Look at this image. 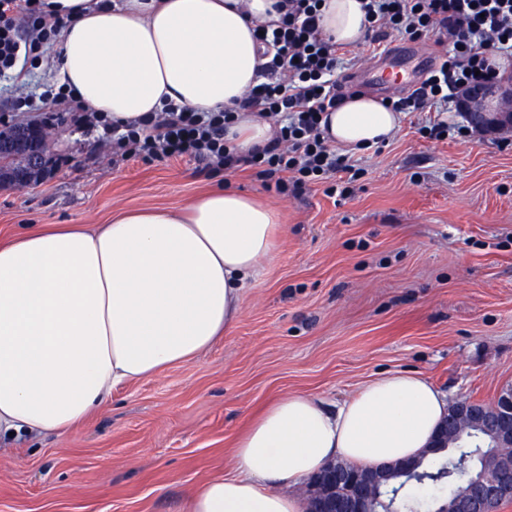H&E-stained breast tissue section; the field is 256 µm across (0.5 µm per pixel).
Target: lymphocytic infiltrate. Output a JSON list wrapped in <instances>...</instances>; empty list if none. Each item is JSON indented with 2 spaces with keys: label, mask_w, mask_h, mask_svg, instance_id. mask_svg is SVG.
I'll return each mask as SVG.
<instances>
[{
  "label": "lymphocytic infiltrate",
  "mask_w": 512,
  "mask_h": 512,
  "mask_svg": "<svg viewBox=\"0 0 512 512\" xmlns=\"http://www.w3.org/2000/svg\"><path fill=\"white\" fill-rule=\"evenodd\" d=\"M322 0H279L281 20L264 26L262 82L235 110L195 112L167 105L154 118L129 124L112 143L122 160L189 155L211 169H254L266 188L298 192L338 171L336 148L322 117L343 99L335 79L339 47L320 25ZM372 43L398 34L442 47L440 65L409 96L389 101L396 112H429L462 91L499 78L495 56L512 50V0H363ZM59 22L45 0H0V76L22 80L19 61L39 62ZM278 122L274 138L247 155L225 139L235 112Z\"/></svg>",
  "instance_id": "1"
}]
</instances>
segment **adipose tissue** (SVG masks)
Returning a JSON list of instances; mask_svg holds the SVG:
<instances>
[{
    "instance_id": "obj_1",
    "label": "adipose tissue",
    "mask_w": 512,
    "mask_h": 512,
    "mask_svg": "<svg viewBox=\"0 0 512 512\" xmlns=\"http://www.w3.org/2000/svg\"><path fill=\"white\" fill-rule=\"evenodd\" d=\"M55 80L115 126L174 102L216 112L260 83L257 25L275 0H56ZM360 0H324L336 43L365 33ZM323 122L350 151L383 142L399 113L365 94ZM282 222L225 187L183 210H123L110 223L45 224L0 244V436L61 433L113 390L200 356L231 331ZM449 401L415 371L371 379L328 409L278 398L234 446L235 469L192 488L191 512H301L295 487L336 457L362 467L422 454Z\"/></svg>"
}]
</instances>
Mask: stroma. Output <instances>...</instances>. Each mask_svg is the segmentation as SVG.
<instances>
[{
    "label": "stroma",
    "instance_id": "stroma-1",
    "mask_svg": "<svg viewBox=\"0 0 512 512\" xmlns=\"http://www.w3.org/2000/svg\"><path fill=\"white\" fill-rule=\"evenodd\" d=\"M51 64L0 78V118L42 122ZM403 113L348 153L347 197L280 195L251 172L190 157L113 163L118 129L52 126V175L0 190V240L37 224H103L120 209L185 208L227 185L280 209L284 232L242 291L235 327L195 360L115 390L61 435L0 439V512H190V490L233 466L251 417L302 393L334 405L381 373H422L451 399L512 385V143L423 137Z\"/></svg>",
    "mask_w": 512,
    "mask_h": 512
}]
</instances>
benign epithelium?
Instances as JSON below:
<instances>
[{
	"mask_svg": "<svg viewBox=\"0 0 512 512\" xmlns=\"http://www.w3.org/2000/svg\"><path fill=\"white\" fill-rule=\"evenodd\" d=\"M459 109L469 123L484 129L498 126L509 130L512 124V92L498 82L475 86L457 98ZM38 124L0 122V156L14 164L0 170V187L25 189L33 185L34 175L45 166L39 144ZM492 417L483 416L478 404L458 400L437 432L433 447L446 450L476 422H484L491 437V451L477 476L458 493L448 512H487L496 500L512 495V386L499 392L489 405ZM383 468H353L330 463L310 483L320 492L306 501V512H376L382 485Z\"/></svg>",
	"mask_w": 512,
	"mask_h": 512,
	"instance_id": "obj_1",
	"label": "benign epithelium"
}]
</instances>
